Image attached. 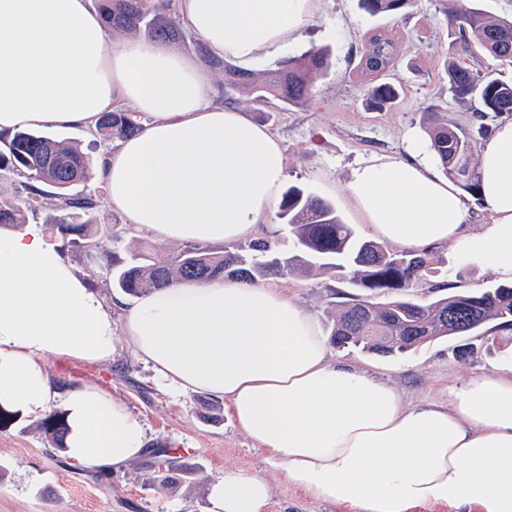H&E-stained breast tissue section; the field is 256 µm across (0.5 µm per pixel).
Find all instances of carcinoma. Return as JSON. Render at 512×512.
I'll use <instances>...</instances> for the list:
<instances>
[{
  "label": "carcinoma",
  "instance_id": "obj_1",
  "mask_svg": "<svg viewBox=\"0 0 512 512\" xmlns=\"http://www.w3.org/2000/svg\"><path fill=\"white\" fill-rule=\"evenodd\" d=\"M448 36L462 51L477 44L493 60L512 64V19L494 17L469 6L470 0H445ZM412 0H360L361 8L372 16H402ZM170 0H101V15L108 32H142L153 39L179 41L184 34L169 15ZM398 52V38L391 33L366 36L359 50L356 69L360 75L379 77L390 70ZM203 60L224 72L228 91L224 103H236L244 94L259 104L271 99L288 105L310 98L314 83L331 66L329 50L315 46L299 56L282 61L262 73L247 72L225 61L203 56ZM448 92L460 104L479 103L476 112L481 123L477 135L492 131L486 119L512 114V82L488 78L481 71L455 59L446 62ZM398 89L389 82L375 81L368 88L366 103L373 110L389 108ZM427 134L445 174L452 176L465 191L476 194L472 166L474 134L448 124V118L434 105L427 109ZM142 128L136 112H110L100 117L97 132L111 140H123ZM25 174L53 189L58 200L57 214L50 224L79 248L104 263L112 275V287L138 296L162 290L177 282H206L217 276L252 283L269 272L278 275L311 273L313 268L346 272L350 281L374 295L390 297L386 303L360 300L336 315L330 341L337 348L360 347L379 356L415 351L444 337L473 336L486 325L497 332L512 331V284H492L479 293L454 294L429 304L410 298L435 273L431 252L404 250L391 253L381 244L358 235L342 221L329 202L306 195L291 187L279 204V216L286 220L294 247L315 258L309 263L294 255L269 259L273 244L257 240L224 247L212 252L187 244L170 258L159 261L147 253H137L129 262L116 255L112 240L99 235L89 219L76 221V215L91 214L93 196L77 190L92 179L90 160L72 142L38 131L0 133V177ZM45 191L28 185L27 195L18 201L0 200V224H21L24 211L42 206ZM41 428L48 439L63 447L66 425L63 417H47Z\"/></svg>",
  "mask_w": 512,
  "mask_h": 512
}]
</instances>
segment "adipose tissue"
I'll list each match as a JSON object with an SVG mask.
<instances>
[{
	"mask_svg": "<svg viewBox=\"0 0 512 512\" xmlns=\"http://www.w3.org/2000/svg\"><path fill=\"white\" fill-rule=\"evenodd\" d=\"M321 4L178 0L208 57L248 70L297 44ZM127 104L148 121L101 161L112 207L163 242L255 236L280 200L283 148L212 100L203 60L110 37L88 0H0V131H92ZM405 143L406 158L364 160L346 185L373 233L405 250L452 246L512 281V119L481 148L490 220L476 228L426 134L410 129ZM120 334L166 387L223 398L237 427L314 499L355 512L426 503L512 512V361L453 385L447 404L407 408L386 381L330 362L324 335L278 288L180 282L139 297L118 329L38 225L0 228V408L35 417L61 402L64 451L80 464L117 469L138 458L142 425L97 387L58 393L42 360L105 362ZM269 496L264 479L230 469L211 482L208 512H262Z\"/></svg>",
	"mask_w": 512,
	"mask_h": 512,
	"instance_id": "1",
	"label": "adipose tissue"
}]
</instances>
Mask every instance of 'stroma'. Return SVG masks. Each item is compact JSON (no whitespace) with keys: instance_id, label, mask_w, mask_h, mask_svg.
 Here are the masks:
<instances>
[{"instance_id":"obj_1","label":"stroma","mask_w":512,"mask_h":512,"mask_svg":"<svg viewBox=\"0 0 512 512\" xmlns=\"http://www.w3.org/2000/svg\"><path fill=\"white\" fill-rule=\"evenodd\" d=\"M443 9L442 0H415L408 18L399 22L364 13L358 0H323L314 24L291 50L295 56L313 44L332 50V68L316 83L311 99L301 105L278 101L264 105L243 96L237 103L239 110L264 122L281 139L285 186L305 189L330 202L360 236H368L369 229L346 192L353 168L374 155L404 157L402 133L412 126L425 128L429 105L445 107L449 124L457 127L467 129L477 122L474 112L455 102L448 92L445 60L459 58L460 52L448 36ZM375 30L395 31L402 40L397 63L386 75L388 82L399 86L400 96L383 112L367 106V81L350 71L362 38ZM87 190L95 200L94 223L101 235L114 239L122 260H130L145 248L162 259L179 250V243L156 241L127 224L125 216L109 206L100 179H92ZM60 249L105 302L118 301L103 263L86 258L66 243ZM433 256L437 272L413 291L415 302L475 293L496 281L489 269L450 247L434 248ZM265 281L281 288L324 332L329 331L339 309L371 297L348 277L334 272L271 274ZM467 342L470 354L463 360L455 355L459 344L455 338L388 357L333 348L329 358L388 380L406 404H444L449 386L512 360V332L497 333L492 343L480 336L468 337ZM44 367L59 392L91 385L125 406L145 429V449L118 470L83 465L54 447L41 430V418L13 419L0 428V512H207L208 487L228 468L267 481L270 498L265 512H349L313 500L288 484L282 469L237 428L223 399L204 392L180 394L164 389L124 336H117L107 362L87 364L49 356ZM171 461L177 467L169 469L167 486H159L157 469Z\"/></svg>"}]
</instances>
